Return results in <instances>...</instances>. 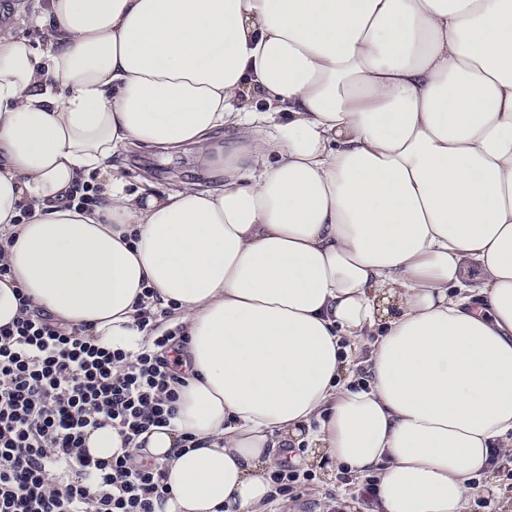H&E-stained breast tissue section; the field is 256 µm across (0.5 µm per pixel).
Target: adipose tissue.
Listing matches in <instances>:
<instances>
[{
	"mask_svg": "<svg viewBox=\"0 0 512 512\" xmlns=\"http://www.w3.org/2000/svg\"><path fill=\"white\" fill-rule=\"evenodd\" d=\"M0 25V326L33 308L189 364L157 512H263L292 445L372 512H465L512 452V0H40ZM264 106L269 132L219 149ZM193 147L217 188L127 191ZM94 182L102 201L81 205ZM152 296H145V289ZM192 435L195 447L183 445ZM34 3L32 0H0V24L16 25L19 34L30 38L33 46L41 48L49 38V28H33L21 23L33 11ZM141 311L137 314V327L139 330L144 331L146 335H149L151 332H153L156 329V322L158 317L164 316L165 318H162L163 322H159V329L161 328V325L163 323L172 324L176 321L178 318V315L174 310H171V314L168 309L164 308H156L154 310L152 306L145 307L143 304H140ZM168 316V317H166Z\"/></svg>",
	"mask_w": 512,
	"mask_h": 512,
	"instance_id": "ef3b65f1",
	"label": "adipose tissue"
}]
</instances>
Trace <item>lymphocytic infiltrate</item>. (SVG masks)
Instances as JSON below:
<instances>
[{
	"mask_svg": "<svg viewBox=\"0 0 512 512\" xmlns=\"http://www.w3.org/2000/svg\"><path fill=\"white\" fill-rule=\"evenodd\" d=\"M19 302L0 327V512H156L172 496L167 464L146 459L140 437L177 414L182 327L155 335L165 311L142 308L137 327L153 339L133 355ZM104 426L123 454H90Z\"/></svg>",
	"mask_w": 512,
	"mask_h": 512,
	"instance_id": "obj_1",
	"label": "lymphocytic infiltrate"
}]
</instances>
